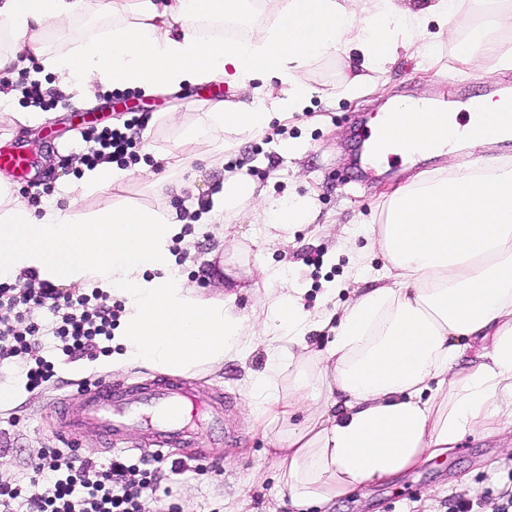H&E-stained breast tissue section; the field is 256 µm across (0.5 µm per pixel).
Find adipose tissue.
Here are the masks:
<instances>
[{
  "instance_id": "1",
  "label": "adipose tissue",
  "mask_w": 512,
  "mask_h": 512,
  "mask_svg": "<svg viewBox=\"0 0 512 512\" xmlns=\"http://www.w3.org/2000/svg\"><path fill=\"white\" fill-rule=\"evenodd\" d=\"M265 23L242 38L219 35L225 21L255 11L256 0H0V74L16 63L18 48L43 59L53 84L93 100L97 87L177 90L223 82L241 99L216 102L187 129V143L230 133L262 135L272 121L301 111L316 89L299 77L312 61L355 60L347 89L384 71L402 49L422 51L429 66L441 59L426 40L429 24L451 28L465 0H271ZM118 22L70 49L49 54L44 40L89 6ZM479 29L453 43L460 66L494 55L512 67V44L491 32L512 30V0H474ZM452 138L436 125L382 141L375 153H408L413 136L430 141L431 154L457 144L481 147L512 138V119L497 134L476 133L447 115ZM194 153L158 156L155 171L120 169L110 162L83 167L77 184L41 209L20 199L0 176V280L26 285L30 275L58 287L86 283L124 298L125 312L113 370L147 367L185 374L240 359L264 345L269 369L253 374L245 390L246 416L269 428L307 413V423L278 439L277 486L300 512H319L332 499L389 480L442 457L469 434L495 433L512 424V159L481 156L415 177L388 198L373 237L387 263L378 285L331 312L310 313L284 273L262 272L252 287L262 297L240 312L235 293L204 298L180 272L173 244L184 214L176 208L116 204L84 212L81 198L127 180L158 185L192 168ZM250 211L264 239L281 240L294 224L317 214L310 197L275 198L248 175L224 180L207 213L213 223ZM332 334L329 348L311 352V330ZM471 352V364L457 361ZM287 382H280V373ZM325 390L326 407L312 405Z\"/></svg>"
}]
</instances>
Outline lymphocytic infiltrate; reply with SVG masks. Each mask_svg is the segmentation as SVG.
<instances>
[{"label":"lymphocytic infiltrate","mask_w":512,"mask_h":512,"mask_svg":"<svg viewBox=\"0 0 512 512\" xmlns=\"http://www.w3.org/2000/svg\"><path fill=\"white\" fill-rule=\"evenodd\" d=\"M142 124V114L135 112L123 128L93 136L85 164L136 162L138 142L132 131ZM34 308L48 309L51 319L43 324L31 321L28 313ZM121 311L120 302L96 289L73 296L34 279L22 290L0 283V365H16L27 389H40L53 378L54 367L39 356L35 337L53 336L70 363L105 354ZM33 469L38 479L29 485L0 484V512H151V471L122 455L101 465L45 448Z\"/></svg>","instance_id":"1"}]
</instances>
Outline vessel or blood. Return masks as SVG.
Segmentation results:
<instances>
[{
	"label": "vessel or blood",
	"instance_id": "obj_1",
	"mask_svg": "<svg viewBox=\"0 0 512 512\" xmlns=\"http://www.w3.org/2000/svg\"><path fill=\"white\" fill-rule=\"evenodd\" d=\"M424 113L421 107H394L384 129L357 123V138L370 146L383 137L398 138ZM0 169L9 170L22 180L29 172L30 159L16 144L0 150ZM223 399L218 391L200 397L187 380L179 377H157L135 387L101 380L92 389L84 390L83 404L77 415L60 409L59 431L64 438L73 440L93 430L109 447L125 440L129 431L138 429L159 448H192L196 445L195 418Z\"/></svg>",
	"mask_w": 512,
	"mask_h": 512
}]
</instances>
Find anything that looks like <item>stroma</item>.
Wrapping results in <instances>:
<instances>
[{
  "label": "stroma",
  "mask_w": 512,
  "mask_h": 512,
  "mask_svg": "<svg viewBox=\"0 0 512 512\" xmlns=\"http://www.w3.org/2000/svg\"><path fill=\"white\" fill-rule=\"evenodd\" d=\"M432 42L442 57L439 68L425 71L419 54L404 53L388 69L377 74L361 92L347 93L344 68L334 57H322L305 68L300 77L317 88L302 112L288 122L272 123L261 136H239L234 153L224 156L223 165L196 163L191 186L182 191L151 187L134 180L113 185L85 198L81 207L97 210L115 203L153 207H183L192 194L207 198L221 191L226 169L249 175L268 194L308 195L315 199L319 218L313 224H295L288 239L276 244H258V232L250 212L233 216L229 227L219 224H187L186 237L194 241V253L183 268L190 285L206 298L224 295L226 269L247 277L255 263L269 270L288 271L302 290L306 311L345 306L357 289L373 287V273L385 259L372 247L369 230L378 226L384 211V196L410 181L418 173L442 166L439 158L425 160L416 155L402 157L399 173L371 181L353 182L346 164L355 119L377 114L396 95L430 96L442 109L456 107L459 87L477 89L480 79L489 77L512 86V70L494 69L492 63L460 69L452 46L444 37ZM207 91L187 86L178 91L153 95L132 89L99 95L93 107L77 103L72 96L51 92L53 118L33 126L0 123V145L20 143L35 167L27 181L19 183L18 194L31 199L42 189L57 191L60 184L78 178L72 157L81 156L89 130L122 126L130 112L144 113L148 122L139 138L137 168L156 164L157 156L189 150L209 153V146L186 144L184 127L197 123L212 104ZM294 140L303 146L300 158L279 152V144ZM336 284L335 294H326L327 284ZM56 365L55 376L44 388L27 391L21 374L0 370V384L12 387L16 401L0 409V436H9L14 447L7 457L10 481H26L33 475L31 462L43 448H58L65 454L91 456L109 464L112 453L104 449L94 433L78 441L61 439L55 414L57 402L76 411L78 387L92 386L103 376L95 360L59 364V350L43 351ZM267 364L263 348L246 358L225 362L219 368L192 375L202 390H220L231 403L215 432H203L198 446L201 456L187 459L186 449L169 448L163 453L156 495L162 507L174 512H224L241 504L243 512H295L288 498L281 496L275 474L279 461L271 451L272 440L287 435L288 426L279 422L271 430L253 428L243 415L244 388L248 377ZM180 463L172 471V463ZM512 489V427L487 436L473 434L448 456L410 470L388 483L368 486L337 498L328 512H453L461 500L472 504V512H498L506 490Z\"/></svg>",
  "instance_id": "35a3bbf8"
}]
</instances>
